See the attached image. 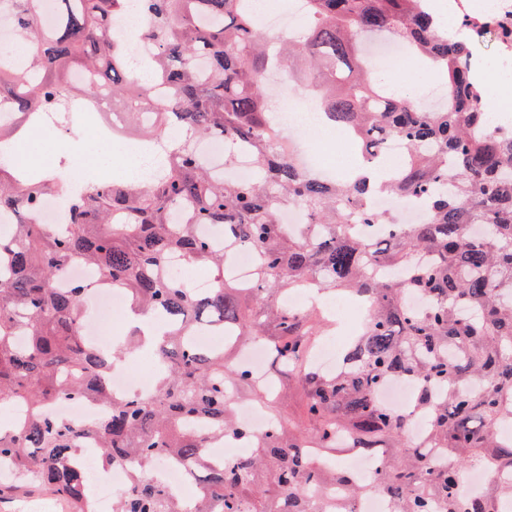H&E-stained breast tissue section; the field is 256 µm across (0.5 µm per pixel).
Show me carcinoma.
<instances>
[{
  "instance_id": "1",
  "label": "carcinoma",
  "mask_w": 512,
  "mask_h": 512,
  "mask_svg": "<svg viewBox=\"0 0 512 512\" xmlns=\"http://www.w3.org/2000/svg\"><path fill=\"white\" fill-rule=\"evenodd\" d=\"M137 2L151 19L143 30L155 45L146 60L157 95L126 63L112 18ZM41 0H0L16 37L29 45L24 69L0 65V102L19 117L6 131L23 136L45 109L67 112L100 94L121 100L137 119L155 113L147 137L164 151L161 172L139 183L95 182L67 192L58 177L15 168L0 179V215L16 234L0 236V400L29 410L0 428V469L20 485H43L71 506L95 512L87 477L77 464L83 439H96L108 466L131 464L116 512H318L310 491L342 486L336 512L381 491L393 512H503L512 504V127L505 128L474 78L475 41H502L494 16L463 15L465 38L450 39L430 0H305L302 35L267 31L256 0H55L56 22L42 27ZM392 37L444 76L434 108L398 92L382 78L363 77L364 48ZM284 67L306 73L328 121L348 135L366 166L384 162L393 141L404 163L379 187L361 175L345 184L317 176L270 139L266 81ZM81 72L80 86L70 83ZM219 137L228 161L248 150L256 176L224 179L201 142ZM53 193L68 194L70 223L59 234L27 220ZM377 194L417 201L422 222L390 228L383 238L360 228L385 224L372 206ZM299 206L304 223L281 222ZM224 226V245L199 232ZM258 256L251 292L224 269L225 253ZM213 270L208 294L196 296L166 275L168 261ZM76 263L97 284H119L144 316L163 315L155 346L162 367L149 396L112 392L113 359L128 349L97 350L83 336L86 286L56 287ZM369 306L336 374L310 360L332 329L319 311H294L279 298L303 284ZM222 322L224 344L261 341L276 373L304 395V426L277 410L280 393L224 349L200 346L196 322ZM418 383L412 412L377 398L391 380ZM251 397L277 422L255 435L234 418L232 402ZM57 401L96 402L105 412L76 428L47 414ZM423 430L409 434L411 415ZM247 444L222 464L204 436ZM374 455L366 481L336 464L339 440ZM204 474L194 503L163 492L142 476L158 458ZM487 473L481 493L462 496L468 471Z\"/></svg>"
}]
</instances>
